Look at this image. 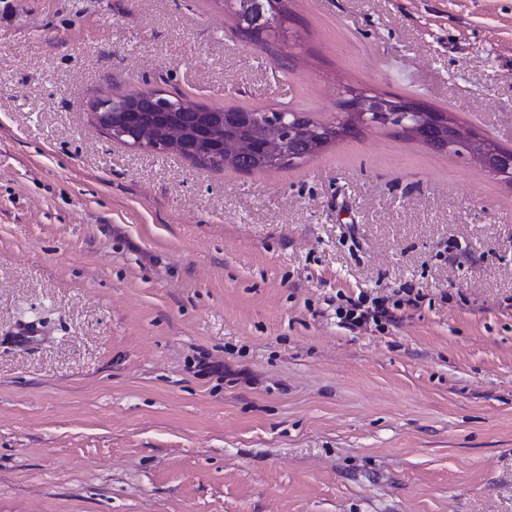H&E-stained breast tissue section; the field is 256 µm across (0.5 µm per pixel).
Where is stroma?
<instances>
[{"label":"stroma","mask_w":512,"mask_h":512,"mask_svg":"<svg viewBox=\"0 0 512 512\" xmlns=\"http://www.w3.org/2000/svg\"><path fill=\"white\" fill-rule=\"evenodd\" d=\"M143 90L512 150V0H0V512H512V184L391 126L139 150L94 108ZM352 103L345 117V122L357 123L364 115H371L372 122L381 125L391 116L400 112H410L413 122L406 125L407 133L422 140L431 130H437L440 137L448 142V150H445L437 139L425 140L428 146L437 152L454 151L459 147H465L466 153L472 160L485 168L494 169L504 180H512V160L505 158L499 151V146L493 140L480 138L476 133L464 132L462 127L456 124L447 114H441L420 105L411 103L412 106L404 110L399 104L388 102L385 96L360 95L353 97ZM294 113L282 112L279 121H273L264 125L261 144L265 156L268 160L274 161L281 157L283 152V128L288 126L295 136V138L303 143L315 145L317 138L328 128L326 125H319L317 127L311 124L297 123L295 120H291ZM288 151L292 154L288 155ZM306 151L305 147H299L295 144H290L286 152V156L280 158L276 163L264 162L261 156L254 159L255 166H265L266 169L270 168H282L291 165L288 162L289 157L301 159V154ZM212 136L220 141V153L217 157L222 165L230 164L236 167L239 160L252 150V142L236 136H224L221 125L212 129ZM413 303L414 300L411 298L406 300L398 299L393 302L392 307H388L384 299L375 298L371 301L370 305L366 301H359L346 306H338L336 314L339 319L350 325L362 326L371 321L376 325H380L383 322L395 321L397 319L395 310H401L404 304L410 305Z\"/></svg>","instance_id":"1"}]
</instances>
